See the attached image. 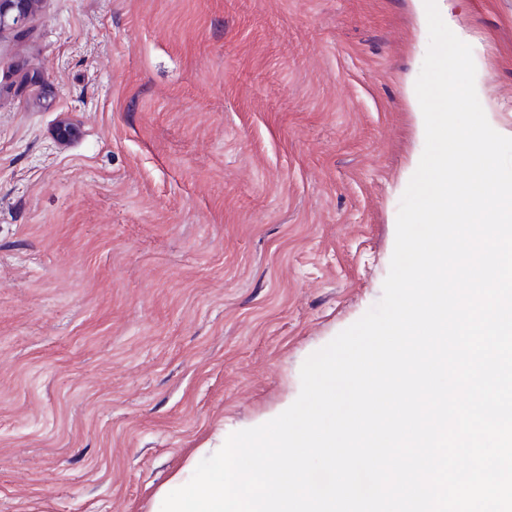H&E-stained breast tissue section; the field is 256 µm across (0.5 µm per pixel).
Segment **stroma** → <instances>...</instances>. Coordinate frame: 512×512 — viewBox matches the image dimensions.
Wrapping results in <instances>:
<instances>
[{"label":"stroma","mask_w":512,"mask_h":512,"mask_svg":"<svg viewBox=\"0 0 512 512\" xmlns=\"http://www.w3.org/2000/svg\"><path fill=\"white\" fill-rule=\"evenodd\" d=\"M442 3L512 137V0ZM418 34L410 0H38L0 29V512H152L381 299Z\"/></svg>","instance_id":"obj_1"}]
</instances>
